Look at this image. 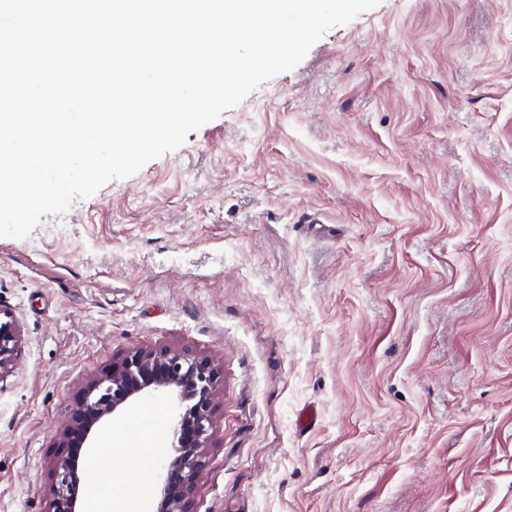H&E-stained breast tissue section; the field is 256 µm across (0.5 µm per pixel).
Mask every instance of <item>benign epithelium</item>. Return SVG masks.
<instances>
[{
  "mask_svg": "<svg viewBox=\"0 0 512 512\" xmlns=\"http://www.w3.org/2000/svg\"><path fill=\"white\" fill-rule=\"evenodd\" d=\"M24 350L15 318L0 311V379ZM224 370L211 356L170 346L133 347L76 392L47 462L45 512H82L83 451L141 399L167 394L186 408L170 418L169 453L155 484L156 512H196L194 492L206 467Z\"/></svg>",
  "mask_w": 512,
  "mask_h": 512,
  "instance_id": "1",
  "label": "benign epithelium"
}]
</instances>
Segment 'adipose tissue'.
I'll list each match as a JSON object with an SVG mask.
<instances>
[{
    "label": "adipose tissue",
    "instance_id": "adipose-tissue-1",
    "mask_svg": "<svg viewBox=\"0 0 512 512\" xmlns=\"http://www.w3.org/2000/svg\"><path fill=\"white\" fill-rule=\"evenodd\" d=\"M118 446L93 451L87 464L84 495L89 512H148V481L131 484L130 471L142 458L162 451L163 440L148 430L123 428Z\"/></svg>",
    "mask_w": 512,
    "mask_h": 512
}]
</instances>
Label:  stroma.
Listing matches in <instances>:
<instances>
[{"mask_svg":"<svg viewBox=\"0 0 512 512\" xmlns=\"http://www.w3.org/2000/svg\"><path fill=\"white\" fill-rule=\"evenodd\" d=\"M0 512H44L80 386L214 355L196 512H512V0H381L23 239ZM314 410L313 425L300 418Z\"/></svg>","mask_w":512,"mask_h":512,"instance_id":"1","label":"stroma"}]
</instances>
